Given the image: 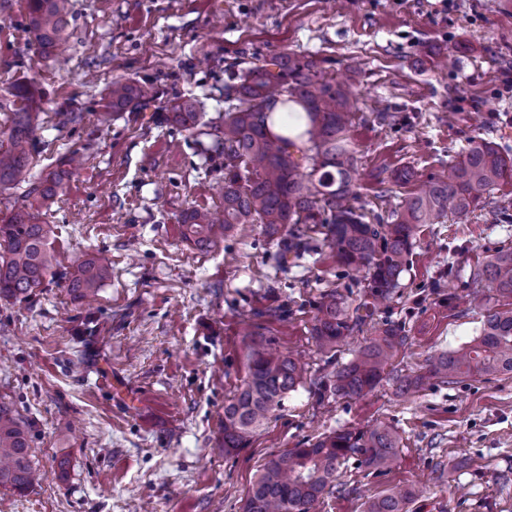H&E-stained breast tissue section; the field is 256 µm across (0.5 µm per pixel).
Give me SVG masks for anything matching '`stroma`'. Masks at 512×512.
Instances as JSON below:
<instances>
[{"label":"stroma","instance_id":"stroma-1","mask_svg":"<svg viewBox=\"0 0 512 512\" xmlns=\"http://www.w3.org/2000/svg\"><path fill=\"white\" fill-rule=\"evenodd\" d=\"M60 48L40 51L26 0H0V116L27 84L43 122L32 180L76 153L53 204L39 207L58 249L106 252L112 278L88 302L55 278L22 302L0 300V397L26 424L39 486L0 488V512H243L270 454L331 429L383 423L400 438L396 465L356 460L316 512H366L371 500L416 490L409 512H512V373L435 382L400 397L393 375L363 396L320 399L316 379L349 362L376 326L404 329L400 374L477 337L504 302L470 295L477 265L512 247V223L420 225L401 288L327 364L310 337L318 294L359 295L364 273L327 243L280 270L262 225L201 249L181 217L222 211V159L164 121L173 99L207 117L244 67L278 55L314 59L336 77L359 73L351 135L360 201L410 170L383 211L487 139L512 153V0H71ZM157 95L111 111L112 81ZM81 124L58 126L60 112ZM277 308L281 317L263 316ZM299 352L311 379L289 395L248 448L225 455L224 404L247 373V330ZM397 373V374H398Z\"/></svg>","mask_w":512,"mask_h":512}]
</instances>
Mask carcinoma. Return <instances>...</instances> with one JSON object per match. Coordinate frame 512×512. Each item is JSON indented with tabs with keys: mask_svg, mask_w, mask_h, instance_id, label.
<instances>
[{
	"mask_svg": "<svg viewBox=\"0 0 512 512\" xmlns=\"http://www.w3.org/2000/svg\"><path fill=\"white\" fill-rule=\"evenodd\" d=\"M27 14L30 31L48 53L67 35L70 0H27ZM154 94L148 84L117 80L109 101L113 111L124 112ZM279 97L302 104L308 114L302 146L267 131V111ZM357 110L345 83L312 59L288 55L242 70L237 82L224 87V113L215 121H202L190 99L175 101L165 115L184 131L211 138L212 149L224 157L222 216L206 209L188 211L182 219L186 240L208 249L241 224H262L269 237H277L275 257L283 270L288 257L297 260L323 241L340 263L369 275V292L358 304L336 287L322 291L315 302L310 335L329 363L372 316L374 302L397 293L419 225L443 224L450 216L465 222L478 209L502 214L508 207L494 192L512 182V156L495 142L482 140L463 152L448 174L405 197L396 220L388 222L358 204V169L350 141ZM39 117L23 106L0 125L1 191L29 180ZM62 184L63 172H54L29 184L27 195L44 204ZM63 269L65 287L82 299L96 296L112 277V261L103 252L71 259L61 253L52 225L39 223L32 208L19 207L0 217V299L25 300ZM485 281L497 296L512 298V248L499 250L473 271L475 287ZM407 340L398 326L380 328L349 363L317 382L320 398L359 397L373 390ZM308 372V363L275 351L264 335L251 333L246 379L224 405V453L247 447L288 394L305 384ZM509 372L512 308L488 313L470 343L430 357L424 373L398 375L396 381L399 389L407 390L431 380L454 383L474 373ZM398 446L396 431L381 423L366 431L334 430L304 448L274 453L253 482L244 512H316L344 461L355 457L367 469L389 470L397 461ZM39 480L29 432L13 405L0 399V487L24 493ZM410 498L409 492L376 498L367 512H407Z\"/></svg>",
	"mask_w": 512,
	"mask_h": 512,
	"instance_id": "1",
	"label": "carcinoma"
}]
</instances>
